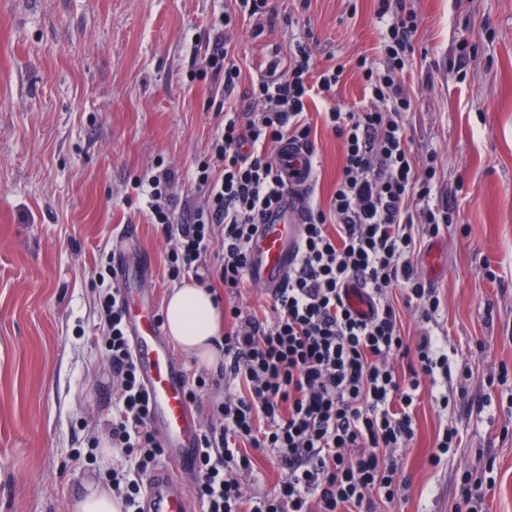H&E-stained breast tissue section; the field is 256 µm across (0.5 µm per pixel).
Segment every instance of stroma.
<instances>
[{
    "mask_svg": "<svg viewBox=\"0 0 512 512\" xmlns=\"http://www.w3.org/2000/svg\"><path fill=\"white\" fill-rule=\"evenodd\" d=\"M405 3L419 30L403 119L415 152L436 155V192L455 213L417 258L441 299L437 321L426 325L407 308L402 322L412 337L429 328L447 335L457 351L448 391L458 403L444 416L422 396L416 439L402 454L407 482L375 512H458L462 471L489 460L496 486L483 512H512V417L484 405L491 372L512 366V0ZM235 8V0H0V512H74L112 466L111 452L86 456L112 420L97 273L133 224L130 253L149 261L144 287L162 303L174 288L166 257L175 242L150 224L148 198L131 185L161 162L179 176L176 214L204 206L186 176L213 134L206 103L219 84L188 82L187 72L194 50L220 35L211 21ZM269 8L220 35L238 51L245 80L300 43L320 64L346 67L331 102L309 107L312 195L323 201L343 145L320 113L370 105L350 65L380 59L378 0H269ZM171 352L185 373L206 375L194 407L209 426L211 403L224 395L223 353L206 364L179 345ZM443 425L461 444L434 466Z\"/></svg>",
    "mask_w": 512,
    "mask_h": 512,
    "instance_id": "35a3bbf8",
    "label": "stroma"
}]
</instances>
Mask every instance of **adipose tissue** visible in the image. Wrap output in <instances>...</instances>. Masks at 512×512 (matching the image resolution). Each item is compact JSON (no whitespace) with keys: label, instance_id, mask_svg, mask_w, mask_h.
<instances>
[{"label":"adipose tissue","instance_id":"obj_1","mask_svg":"<svg viewBox=\"0 0 512 512\" xmlns=\"http://www.w3.org/2000/svg\"><path fill=\"white\" fill-rule=\"evenodd\" d=\"M164 317L170 337L183 350L205 361L212 358L214 342L222 330V313L208 289L190 283L175 288Z\"/></svg>","mask_w":512,"mask_h":512}]
</instances>
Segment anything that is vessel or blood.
<instances>
[{
  "mask_svg": "<svg viewBox=\"0 0 512 512\" xmlns=\"http://www.w3.org/2000/svg\"><path fill=\"white\" fill-rule=\"evenodd\" d=\"M277 155L290 173L304 170L307 149L281 145ZM304 204L292 194L274 206L249 245L250 276L266 289L282 287L296 260L304 222ZM142 267L126 266L115 276L127 308L134 360L151 403V424L164 445L165 462L148 480L147 512H199L182 478L192 472L200 452L201 427L189 404L183 370L165 341L158 304L137 283Z\"/></svg>",
  "mask_w": 512,
  "mask_h": 512,
  "instance_id": "1",
  "label": "vessel or blood"
}]
</instances>
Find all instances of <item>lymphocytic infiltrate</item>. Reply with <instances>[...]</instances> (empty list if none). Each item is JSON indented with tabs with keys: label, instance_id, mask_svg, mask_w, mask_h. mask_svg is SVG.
<instances>
[{
	"label": "lymphocytic infiltrate",
	"instance_id": "lymphocytic-infiltrate-1",
	"mask_svg": "<svg viewBox=\"0 0 512 512\" xmlns=\"http://www.w3.org/2000/svg\"><path fill=\"white\" fill-rule=\"evenodd\" d=\"M390 17L381 53L384 68L358 57L377 107L345 112L329 100L344 65L317 67L298 46L273 58L248 96L263 111L240 113L224 99L208 154L192 181L208 196L206 208L177 217L171 208L172 169L148 183L151 221L176 244L167 274L204 272L224 289V398L212 405L195 468L202 512H372L376 500L394 501L402 484L392 453L415 438L414 407L429 395L440 409L450 368L448 350L431 333L407 338L402 308L431 319L441 308L435 288L418 274L423 237L448 227V206L434 202L437 171L419 158L401 120L411 111L404 90L406 58L419 23L413 11L380 0ZM200 76L239 85L241 67L227 45L205 48ZM329 106L324 127L341 140L344 158L327 203L306 200V222L296 263L282 288L270 294L272 318L238 303L249 283V243L273 204L295 190L274 149L284 143L312 147L307 101ZM217 263H208L211 253ZM101 342L117 383L107 442L119 463L105 472L121 512H143V478L163 446L150 429V403L133 358L126 309L110 267L98 273ZM366 300L356 309L352 291ZM286 469L264 495L237 476L255 456Z\"/></svg>",
	"mask_w": 512,
	"mask_h": 512
}]
</instances>
